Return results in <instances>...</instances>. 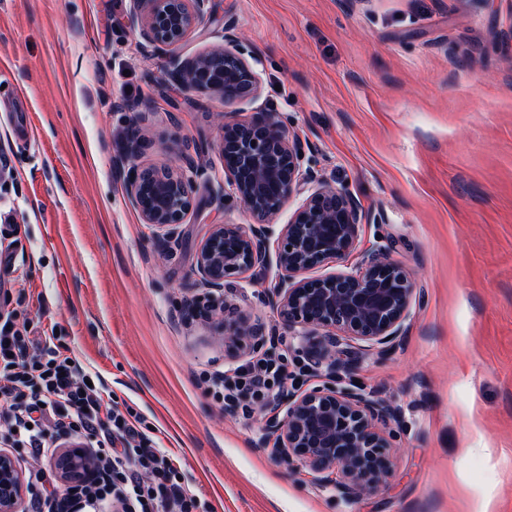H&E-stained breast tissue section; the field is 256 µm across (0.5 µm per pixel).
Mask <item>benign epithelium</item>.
Instances as JSON below:
<instances>
[{
	"label": "benign epithelium",
	"instance_id": "7a95c632",
	"mask_svg": "<svg viewBox=\"0 0 512 512\" xmlns=\"http://www.w3.org/2000/svg\"><path fill=\"white\" fill-rule=\"evenodd\" d=\"M131 22L145 45L167 59V75L184 88L210 92L232 105L258 98L261 76L239 37L224 30L227 45L191 58L176 53L196 28L210 0H128ZM224 176L246 207L249 224H216L202 241L196 267L204 288L188 309L213 323L224 351L264 354L262 326L225 315L224 282L253 278L275 268L271 303L291 336L325 381L304 392L284 394L265 430L270 456L309 468L320 484L350 503L384 484L392 469L389 440L382 431L399 421L397 408L361 389L339 387L348 370L341 355L359 350L385 356L402 336L416 299L414 274L390 261L389 245L364 253L352 271L322 277L308 270L336 262L359 242L362 210L344 188L332 186L316 161L306 158L299 138L287 131L275 112H254L242 121L222 124ZM201 148L181 150V164L157 168L126 162L141 152L131 141L116 165L127 168L128 200L166 243L194 207V189L204 175L197 161ZM303 196L288 223L274 230L272 218L294 196ZM60 478L71 484L95 482L100 472L83 445L66 447L56 459ZM0 512H25L22 473L13 456L0 451Z\"/></svg>",
	"mask_w": 512,
	"mask_h": 512
}]
</instances>
